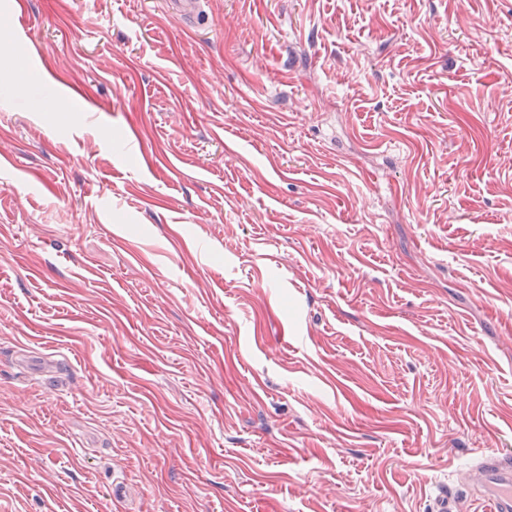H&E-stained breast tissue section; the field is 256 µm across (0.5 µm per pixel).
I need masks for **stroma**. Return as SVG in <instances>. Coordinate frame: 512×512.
I'll return each mask as SVG.
<instances>
[{"mask_svg": "<svg viewBox=\"0 0 512 512\" xmlns=\"http://www.w3.org/2000/svg\"><path fill=\"white\" fill-rule=\"evenodd\" d=\"M28 2L0 0V512H482L512 0Z\"/></svg>", "mask_w": 512, "mask_h": 512, "instance_id": "obj_1", "label": "stroma"}]
</instances>
